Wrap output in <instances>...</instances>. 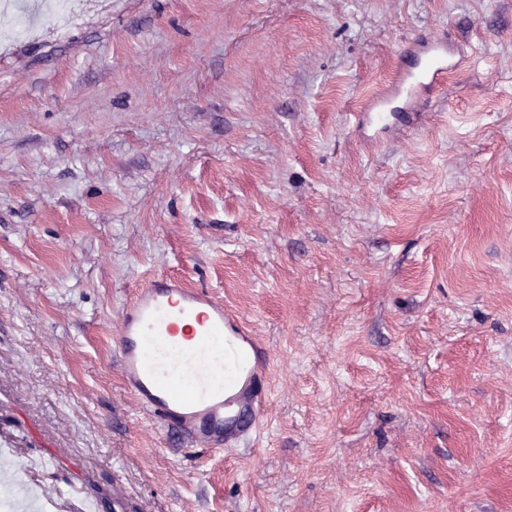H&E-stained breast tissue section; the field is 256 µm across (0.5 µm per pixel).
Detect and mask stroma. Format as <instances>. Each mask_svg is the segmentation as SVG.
I'll return each instance as SVG.
<instances>
[{
    "instance_id": "35a3bbf8",
    "label": "stroma",
    "mask_w": 512,
    "mask_h": 512,
    "mask_svg": "<svg viewBox=\"0 0 512 512\" xmlns=\"http://www.w3.org/2000/svg\"><path fill=\"white\" fill-rule=\"evenodd\" d=\"M0 10V490L11 512H512V0ZM469 67L400 140L352 112L415 33ZM178 275L248 322L265 425L208 451L115 347Z\"/></svg>"
}]
</instances>
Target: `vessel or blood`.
I'll use <instances>...</instances> for the list:
<instances>
[{
    "label": "vessel or blood",
    "instance_id": "b4317fda",
    "mask_svg": "<svg viewBox=\"0 0 512 512\" xmlns=\"http://www.w3.org/2000/svg\"><path fill=\"white\" fill-rule=\"evenodd\" d=\"M469 63V53L448 34L415 37L392 79L355 113L354 130L404 137L426 119L448 78ZM255 345L249 325L223 302L168 275L135 291L117 336L121 376L140 407L210 447H236L262 425L268 364L244 353Z\"/></svg>",
    "mask_w": 512,
    "mask_h": 512
}]
</instances>
